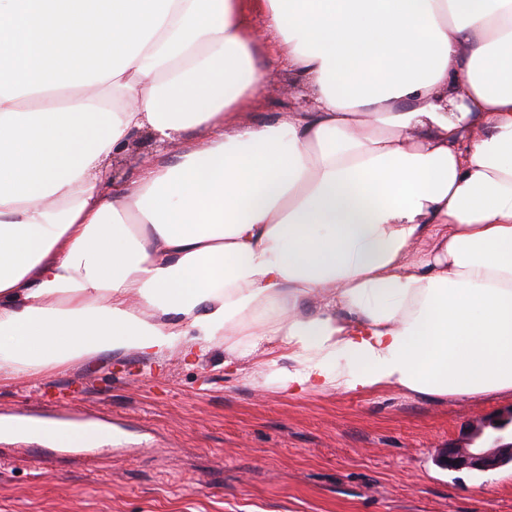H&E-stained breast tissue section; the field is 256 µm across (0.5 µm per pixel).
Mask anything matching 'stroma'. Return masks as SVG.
Here are the masks:
<instances>
[{"label": "stroma", "mask_w": 512, "mask_h": 512, "mask_svg": "<svg viewBox=\"0 0 512 512\" xmlns=\"http://www.w3.org/2000/svg\"><path fill=\"white\" fill-rule=\"evenodd\" d=\"M271 79L235 106L238 121L274 123L317 102L272 40ZM166 151L149 134L116 156L126 182ZM98 417L120 433L88 460L47 441L1 437L0 512H512V465L439 467L445 443L512 412L507 397L430 401L385 388L291 397L263 357L163 362L133 353L79 358L43 374L0 378V421Z\"/></svg>", "instance_id": "stroma-1"}]
</instances>
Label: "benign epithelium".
<instances>
[{"label": "benign epithelium", "mask_w": 512, "mask_h": 512, "mask_svg": "<svg viewBox=\"0 0 512 512\" xmlns=\"http://www.w3.org/2000/svg\"><path fill=\"white\" fill-rule=\"evenodd\" d=\"M448 470H494L512 463V414L470 428L463 442L450 443L438 456Z\"/></svg>", "instance_id": "1"}]
</instances>
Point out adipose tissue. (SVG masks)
Returning <instances> with one entry per match:
<instances>
[{"label":"adipose tissue","mask_w":512,"mask_h":512,"mask_svg":"<svg viewBox=\"0 0 512 512\" xmlns=\"http://www.w3.org/2000/svg\"><path fill=\"white\" fill-rule=\"evenodd\" d=\"M246 3L0 0V375L273 343L293 395L512 397V0H260L318 100L273 124ZM189 136L196 141H203L205 133L202 129L189 131L188 133L173 132L171 137L166 140V143L171 142L173 147L163 149L148 133L144 132L132 139L125 152L112 159L110 168L114 163H116V167L122 168L125 174L124 184L130 185L143 166L161 160L163 156L174 150ZM120 180L119 172L112 168V184L118 183Z\"/></svg>","instance_id":"adipose-tissue-1"}]
</instances>
